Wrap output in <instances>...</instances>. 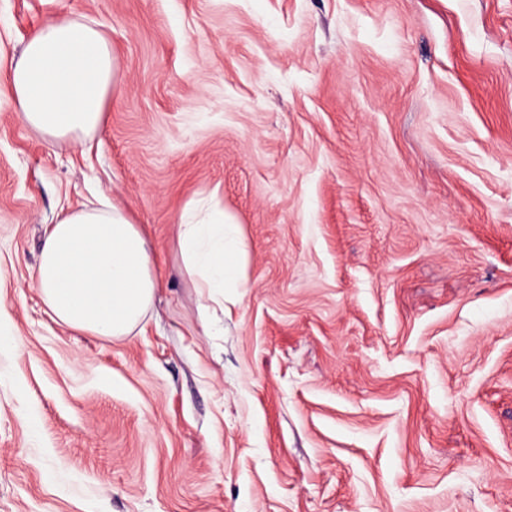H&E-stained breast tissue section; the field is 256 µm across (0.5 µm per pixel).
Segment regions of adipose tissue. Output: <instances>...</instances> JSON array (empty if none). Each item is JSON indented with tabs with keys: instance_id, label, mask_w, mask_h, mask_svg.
<instances>
[{
	"instance_id": "obj_1",
	"label": "adipose tissue",
	"mask_w": 512,
	"mask_h": 512,
	"mask_svg": "<svg viewBox=\"0 0 512 512\" xmlns=\"http://www.w3.org/2000/svg\"><path fill=\"white\" fill-rule=\"evenodd\" d=\"M116 77L111 41L93 24L49 23L7 71L14 112L48 145L78 142L103 122ZM186 273L208 300L246 287V250L236 225L199 200L175 227ZM35 282L61 323L91 336L129 335L146 318L160 286L147 240L108 200L63 210L42 242Z\"/></svg>"
}]
</instances>
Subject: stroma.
<instances>
[{"instance_id":"obj_1","label":"stroma","mask_w":512,"mask_h":512,"mask_svg":"<svg viewBox=\"0 0 512 512\" xmlns=\"http://www.w3.org/2000/svg\"><path fill=\"white\" fill-rule=\"evenodd\" d=\"M60 18L118 71L53 147L0 81V512H512V0H0V58ZM98 194L161 280L120 338L34 285ZM202 199L248 250L215 312ZM186 273L207 299L224 306V288L247 287L246 250L235 224L220 220L215 208L199 200L175 227Z\"/></svg>"}]
</instances>
